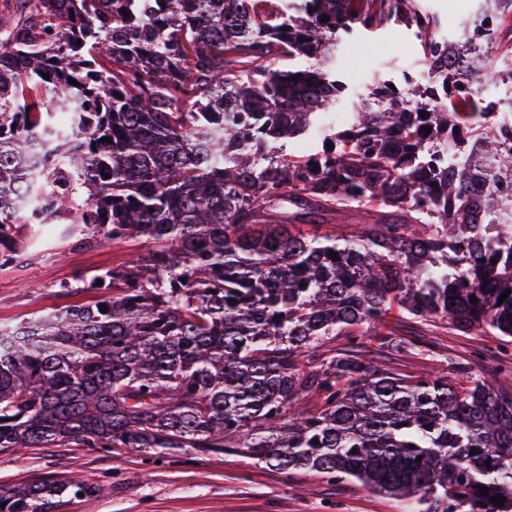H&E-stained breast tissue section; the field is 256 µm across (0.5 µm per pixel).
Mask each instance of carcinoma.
<instances>
[{
    "mask_svg": "<svg viewBox=\"0 0 512 512\" xmlns=\"http://www.w3.org/2000/svg\"><path fill=\"white\" fill-rule=\"evenodd\" d=\"M489 15L496 28L473 38L493 43L512 31V0H485ZM391 23L420 36L427 69L448 64L420 0H17L0 13L3 263L26 254L20 224L151 244L85 282L95 304L0 325V450L230 453L419 512H512V395L322 350L381 335L395 307L512 344V294L499 302L512 137L468 79L512 83V40L444 73L437 102L421 79L381 74L349 129L324 125L351 96L336 47ZM302 58L312 72L293 69ZM313 132L321 149L288 153ZM351 207L358 234L288 231ZM301 393L319 407L295 409ZM80 493L94 488L0 486V512Z\"/></svg>",
    "mask_w": 512,
    "mask_h": 512,
    "instance_id": "1",
    "label": "carcinoma"
}]
</instances>
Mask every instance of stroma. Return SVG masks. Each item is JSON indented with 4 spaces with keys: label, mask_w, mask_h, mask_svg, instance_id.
I'll return each mask as SVG.
<instances>
[{
    "label": "stroma",
    "mask_w": 512,
    "mask_h": 512,
    "mask_svg": "<svg viewBox=\"0 0 512 512\" xmlns=\"http://www.w3.org/2000/svg\"><path fill=\"white\" fill-rule=\"evenodd\" d=\"M436 17L441 34L463 37L482 0H422ZM336 66L346 82L365 91L383 71L401 77L425 69L421 40L402 25L367 33L339 44ZM354 208L330 212L319 223L295 222L292 234L339 236L358 232ZM21 233L27 252L19 262L0 267V324L96 300L83 280L126 263L148 250L140 240L112 242L66 232L61 224H27ZM389 338L363 337L367 357L386 371L412 378L445 376L462 383L481 376L512 394V352L484 333L464 334L448 321H417L391 312ZM78 476L93 495L53 504L51 512H404L403 500L323 474L289 473L224 454L182 453L153 463L145 453L122 448L110 453L90 448H30L19 455L0 450V486Z\"/></svg>",
    "instance_id": "35a3bbf8"
}]
</instances>
